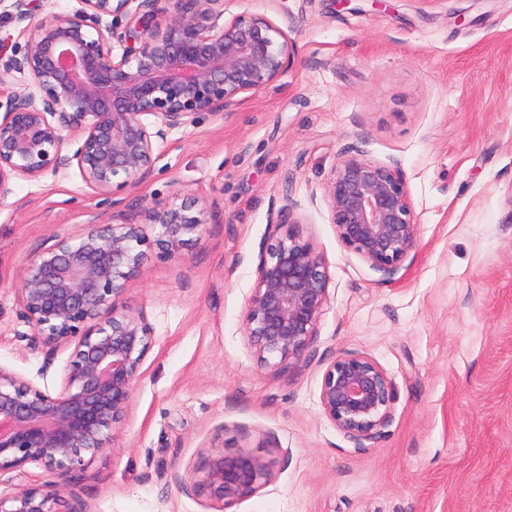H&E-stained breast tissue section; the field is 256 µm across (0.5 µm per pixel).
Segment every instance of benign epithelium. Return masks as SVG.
Wrapping results in <instances>:
<instances>
[{"instance_id":"benign-epithelium-1","label":"benign epithelium","mask_w":512,"mask_h":512,"mask_svg":"<svg viewBox=\"0 0 512 512\" xmlns=\"http://www.w3.org/2000/svg\"><path fill=\"white\" fill-rule=\"evenodd\" d=\"M72 13L36 17L13 0L24 46L0 50V204L17 181H38L77 167L94 193L119 208L151 176L155 151L175 130L203 115L224 119L276 82L297 45L266 15L239 14L223 26L224 0H79ZM139 14L134 31L103 18ZM336 235L373 270L395 275L416 249L418 216L398 163L345 151L324 186ZM149 223L87 224L55 240L21 268L19 317L52 359L72 347L60 387L51 393L0 368V473L36 463L74 479L114 449L152 337L127 293L152 245L170 258L203 241L214 216L207 200L182 192L154 201ZM283 196L270 222L246 301L244 335L267 367L311 360L313 337L329 298L321 253L302 236ZM323 415L358 444L376 438L391 417L392 384L372 359L334 357L320 389ZM260 457L223 450L201 454L180 487L232 507L269 476ZM0 512H66L56 483L0 494Z\"/></svg>"}]
</instances>
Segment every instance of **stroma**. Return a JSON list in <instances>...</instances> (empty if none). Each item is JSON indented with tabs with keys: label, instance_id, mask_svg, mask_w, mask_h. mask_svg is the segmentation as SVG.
<instances>
[{
	"label": "stroma",
	"instance_id": "stroma-1",
	"mask_svg": "<svg viewBox=\"0 0 512 512\" xmlns=\"http://www.w3.org/2000/svg\"><path fill=\"white\" fill-rule=\"evenodd\" d=\"M287 26L298 56L226 120L202 116L157 150L154 176L113 213L78 169L17 181L0 205V368L55 390L12 284L55 239L192 190L215 205L204 241L152 255L130 304L153 343L114 453L65 489L72 512H221L182 491L230 442L270 464L231 512H512V0H224ZM397 162L418 244L387 277L338 239L322 186L342 152ZM323 254L329 299L311 361L261 366L243 331L283 197ZM375 360L391 418L357 447L323 415L324 368Z\"/></svg>",
	"mask_w": 512,
	"mask_h": 512
}]
</instances>
